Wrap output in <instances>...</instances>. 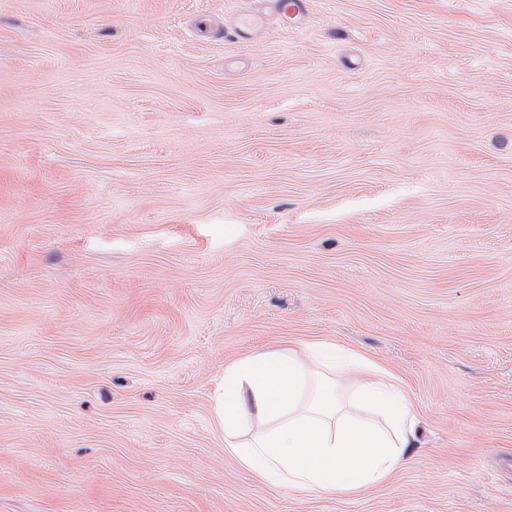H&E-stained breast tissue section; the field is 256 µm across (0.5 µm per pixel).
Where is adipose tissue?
Wrapping results in <instances>:
<instances>
[{"mask_svg": "<svg viewBox=\"0 0 512 512\" xmlns=\"http://www.w3.org/2000/svg\"><path fill=\"white\" fill-rule=\"evenodd\" d=\"M336 368L353 371L352 396L331 377ZM213 418L225 451L270 487L319 495L387 481L413 447L417 424L394 373L326 340L225 366Z\"/></svg>", "mask_w": 512, "mask_h": 512, "instance_id": "1", "label": "adipose tissue"}]
</instances>
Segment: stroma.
Segmentation results:
<instances>
[{
	"instance_id": "stroma-1",
	"label": "stroma",
	"mask_w": 512,
	"mask_h": 512,
	"mask_svg": "<svg viewBox=\"0 0 512 512\" xmlns=\"http://www.w3.org/2000/svg\"><path fill=\"white\" fill-rule=\"evenodd\" d=\"M316 340L419 418L361 494L212 418ZM508 455L512 0H0V512H512ZM274 15L285 28H295L308 15L310 0H270Z\"/></svg>"
}]
</instances>
